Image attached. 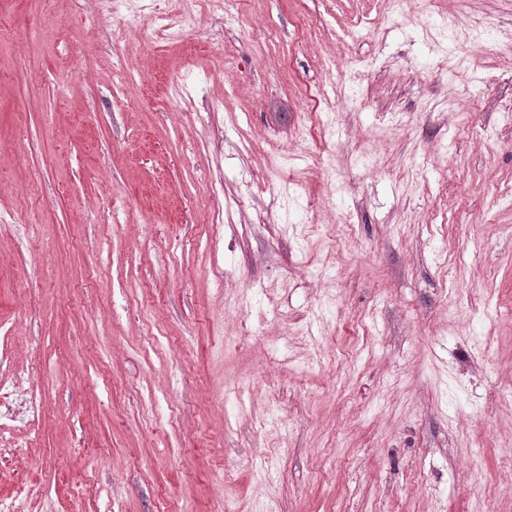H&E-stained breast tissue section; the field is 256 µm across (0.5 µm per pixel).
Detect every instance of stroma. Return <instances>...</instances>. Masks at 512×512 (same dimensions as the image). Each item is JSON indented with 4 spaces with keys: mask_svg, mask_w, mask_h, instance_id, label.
Returning <instances> with one entry per match:
<instances>
[{
    "mask_svg": "<svg viewBox=\"0 0 512 512\" xmlns=\"http://www.w3.org/2000/svg\"><path fill=\"white\" fill-rule=\"evenodd\" d=\"M101 14L0 0V498L512 512V0Z\"/></svg>",
    "mask_w": 512,
    "mask_h": 512,
    "instance_id": "1",
    "label": "stroma"
}]
</instances>
